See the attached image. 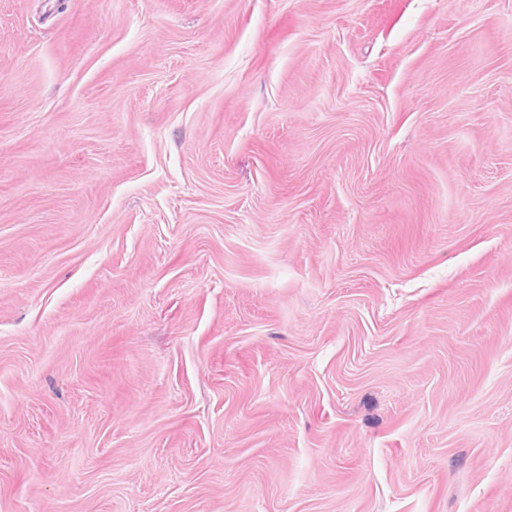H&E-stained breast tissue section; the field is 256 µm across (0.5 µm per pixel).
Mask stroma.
<instances>
[{
    "label": "stroma",
    "mask_w": 512,
    "mask_h": 512,
    "mask_svg": "<svg viewBox=\"0 0 512 512\" xmlns=\"http://www.w3.org/2000/svg\"><path fill=\"white\" fill-rule=\"evenodd\" d=\"M0 512H512V0H0Z\"/></svg>",
    "instance_id": "stroma-1"
}]
</instances>
